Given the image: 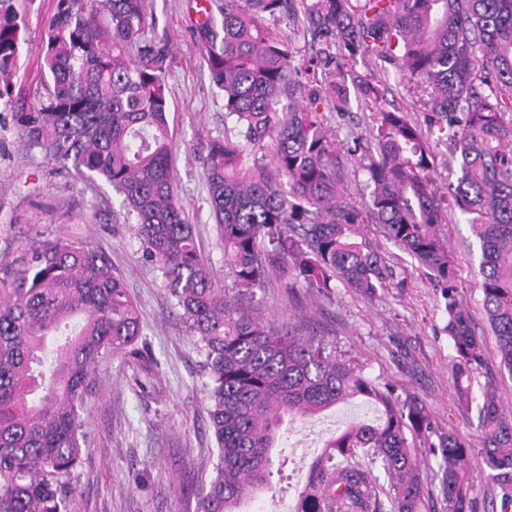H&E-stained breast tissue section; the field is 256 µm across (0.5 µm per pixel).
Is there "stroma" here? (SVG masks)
<instances>
[{
	"instance_id": "stroma-1",
	"label": "stroma",
	"mask_w": 512,
	"mask_h": 512,
	"mask_svg": "<svg viewBox=\"0 0 512 512\" xmlns=\"http://www.w3.org/2000/svg\"><path fill=\"white\" fill-rule=\"evenodd\" d=\"M19 2L27 31L14 89L31 93L40 82L44 25L54 0ZM144 7L159 20L155 36L171 48L168 121L175 192L214 270L223 276L224 251L208 205L203 160L211 140L224 132V94L212 84L197 42L201 6L198 0H145ZM367 68L384 75L396 107L423 121L417 89L401 79L394 65L376 59ZM441 231L455 259L472 328L485 345V364L474 387L492 382L501 410L512 415V377L500 371V354L482 308L479 242L467 215L457 210L448 214ZM367 232L391 265L395 285L372 301L339 285L330 298L303 293L293 306L281 289L269 288L258 295L263 318L324 331L364 365L367 375L395 384L400 396L418 398L441 432L472 434L468 415L455 401L454 351L439 291L426 269L387 241L379 225H368ZM55 237L105 253L135 298L143 323L139 355L108 358L96 371L86 399L83 462L66 479L68 512H196L201 481L212 474L217 452L195 337L160 273L143 259L135 221L111 186L43 162L27 151L11 126L0 127V277L19 267L30 246ZM380 417L377 407L355 398L283 425L272 489L245 502L243 512H294L298 491L325 443L353 423ZM135 471L140 474L136 483L130 480Z\"/></svg>"
}]
</instances>
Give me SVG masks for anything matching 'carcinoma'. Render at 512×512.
I'll return each mask as SVG.
<instances>
[{
    "label": "carcinoma",
    "instance_id": "cac0c4a2",
    "mask_svg": "<svg viewBox=\"0 0 512 512\" xmlns=\"http://www.w3.org/2000/svg\"><path fill=\"white\" fill-rule=\"evenodd\" d=\"M221 25L198 23L210 79L224 92V135L204 162L224 267L213 270L174 188L166 73L170 47L144 0H55L31 103L11 76L25 25L0 0V103L27 150L71 165L122 196L143 255L161 273L197 338L218 451L197 512H238L262 491L275 430L352 397L382 407L329 440L295 512H425L428 468L441 457L446 512H479L466 458L478 448L499 512H512V420L492 384L439 224L468 215L479 240L482 307L512 373V0H223ZM300 31L299 46L287 27ZM383 59L422 92L426 126L391 107L382 79L357 72ZM299 97L301 106L282 100ZM371 112L369 139L344 148L323 113ZM451 140L459 176L433 186L431 138ZM365 171L369 201H352L347 163ZM416 259L440 288L454 350L457 405L473 441L443 434L417 400L364 374L324 335L267 324L257 291L272 282L327 297L336 283L373 299L391 272L364 227ZM142 336L137 305L101 251L65 238L29 248L0 278V512H67L60 478L83 459L85 398L100 363Z\"/></svg>",
    "mask_w": 512,
    "mask_h": 512
}]
</instances>
